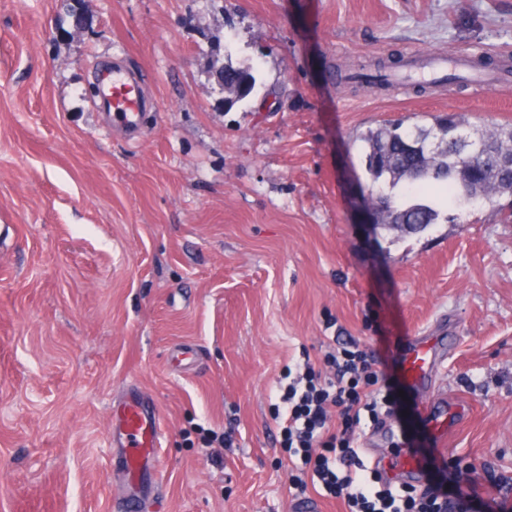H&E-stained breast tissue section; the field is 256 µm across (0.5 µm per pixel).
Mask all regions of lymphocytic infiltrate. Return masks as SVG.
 <instances>
[{
	"mask_svg": "<svg viewBox=\"0 0 512 512\" xmlns=\"http://www.w3.org/2000/svg\"><path fill=\"white\" fill-rule=\"evenodd\" d=\"M278 398L273 420L285 448L304 464L289 476L295 495L314 483L347 512H449L446 493L393 483L383 467L363 456L364 427L396 413L391 386L372 352L326 344L322 358L307 356L285 367Z\"/></svg>",
	"mask_w": 512,
	"mask_h": 512,
	"instance_id": "f902f5d3",
	"label": "lymphocytic infiltrate"
}]
</instances>
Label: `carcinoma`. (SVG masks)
<instances>
[{"instance_id":"cac0c4a2","label":"carcinoma","mask_w":512,"mask_h":512,"mask_svg":"<svg viewBox=\"0 0 512 512\" xmlns=\"http://www.w3.org/2000/svg\"><path fill=\"white\" fill-rule=\"evenodd\" d=\"M225 56L217 75L224 80V102L232 107L255 92L257 77L253 67L233 63L230 51ZM389 70L384 62L359 65L342 79L385 87ZM463 130L484 146L474 158L458 141ZM360 141L368 188L379 204L380 229L424 231L437 223L442 200L465 207L512 196V127L479 130L464 115L450 114L430 128L401 122L369 128Z\"/></svg>"}]
</instances>
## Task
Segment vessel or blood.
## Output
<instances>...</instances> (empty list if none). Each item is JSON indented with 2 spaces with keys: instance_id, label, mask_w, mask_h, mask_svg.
I'll return each instance as SVG.
<instances>
[{
  "instance_id": "1",
  "label": "vessel or blood",
  "mask_w": 512,
  "mask_h": 512,
  "mask_svg": "<svg viewBox=\"0 0 512 512\" xmlns=\"http://www.w3.org/2000/svg\"><path fill=\"white\" fill-rule=\"evenodd\" d=\"M97 97L112 115V122L127 132H137L144 110L145 98L140 83L131 74L115 70L102 73L98 79ZM395 362L405 385L412 390L424 388L440 358L435 337L406 341L396 346ZM447 414L436 401L418 409L411 421L417 437L441 438L446 429ZM162 426L157 411L143 397H131L114 406L112 414V445L122 451V463L129 478L123 512H137L142 499L140 475L154 469L161 444ZM388 467L392 472L420 478L427 465L409 449L399 448Z\"/></svg>"
}]
</instances>
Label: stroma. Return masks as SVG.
I'll use <instances>...</instances> for the list:
<instances>
[{
  "mask_svg": "<svg viewBox=\"0 0 512 512\" xmlns=\"http://www.w3.org/2000/svg\"><path fill=\"white\" fill-rule=\"evenodd\" d=\"M255 66L226 106L219 47ZM401 54L512 61V0H0V512H115L112 404L163 437L145 512H292L275 386L324 337L378 354L446 337L451 415L428 479L460 512H512V197L370 232L358 136L462 113L512 126V78L426 92L341 85ZM134 72L141 133L97 105ZM363 439L390 457L414 405ZM232 436L203 449V430Z\"/></svg>",
  "mask_w": 512,
  "mask_h": 512,
  "instance_id": "1",
  "label": "stroma"
}]
</instances>
